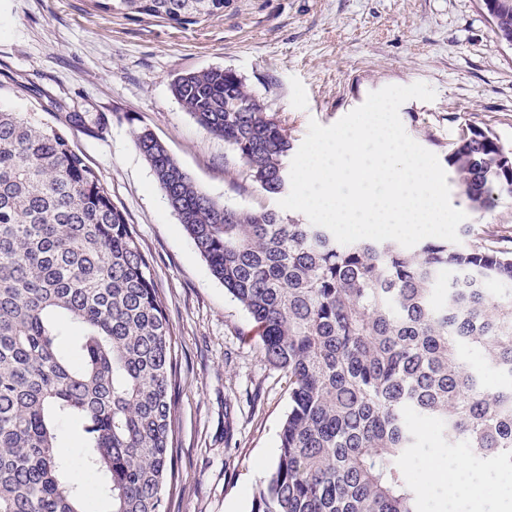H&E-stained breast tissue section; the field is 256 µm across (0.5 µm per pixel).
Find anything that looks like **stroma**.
I'll list each match as a JSON object with an SVG mask.
<instances>
[{
  "label": "stroma",
  "mask_w": 512,
  "mask_h": 512,
  "mask_svg": "<svg viewBox=\"0 0 512 512\" xmlns=\"http://www.w3.org/2000/svg\"><path fill=\"white\" fill-rule=\"evenodd\" d=\"M214 67L240 74L298 145L310 121L332 125L372 91L423 82L435 99L408 100L399 117L440 164L464 123L512 149V46L479 0H224L195 26L103 13L90 0H0V105L51 123L69 112L97 120L75 148L127 213L167 307L176 387L164 512H251L288 411L287 375L247 337V313L212 276L135 143L149 128L218 202L278 209L171 93L178 74ZM58 440L72 474L95 489L84 512H110L98 474L80 461L78 423L63 420Z\"/></svg>",
  "instance_id": "35a3bbf8"
}]
</instances>
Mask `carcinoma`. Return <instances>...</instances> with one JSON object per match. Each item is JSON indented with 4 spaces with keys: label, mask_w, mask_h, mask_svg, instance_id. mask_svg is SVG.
Here are the masks:
<instances>
[{
    "label": "carcinoma",
    "mask_w": 512,
    "mask_h": 512,
    "mask_svg": "<svg viewBox=\"0 0 512 512\" xmlns=\"http://www.w3.org/2000/svg\"><path fill=\"white\" fill-rule=\"evenodd\" d=\"M129 18L193 25L224 0H91ZM182 108L235 152L250 181L288 185L294 145L232 69L177 75ZM89 116L50 125L0 107V512H83L57 447L80 425L83 462L112 512H163L173 471L170 319L133 225L74 149ZM137 145L212 275L250 315L265 361L288 374L279 454L252 512H423L405 462L409 416L447 448L512 468V234L467 249L428 240L339 243L272 209L204 192L144 129ZM459 195L490 209L512 195V150L459 128ZM509 380L491 391L462 355Z\"/></svg>",
    "instance_id": "1"
}]
</instances>
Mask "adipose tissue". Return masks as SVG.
Here are the masks:
<instances>
[{
    "label": "adipose tissue",
    "mask_w": 512,
    "mask_h": 512,
    "mask_svg": "<svg viewBox=\"0 0 512 512\" xmlns=\"http://www.w3.org/2000/svg\"><path fill=\"white\" fill-rule=\"evenodd\" d=\"M425 469L428 484L448 488L446 512H483L482 492L488 487L496 493L495 512H512V482L498 475L477 470L459 457L431 459Z\"/></svg>",
    "instance_id": "1"
}]
</instances>
